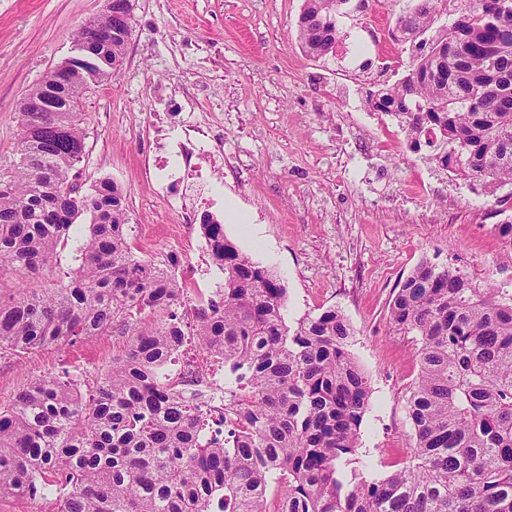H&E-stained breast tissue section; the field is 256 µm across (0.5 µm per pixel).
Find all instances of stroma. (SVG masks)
Here are the masks:
<instances>
[{
  "instance_id": "obj_1",
  "label": "stroma",
  "mask_w": 512,
  "mask_h": 512,
  "mask_svg": "<svg viewBox=\"0 0 512 512\" xmlns=\"http://www.w3.org/2000/svg\"><path fill=\"white\" fill-rule=\"evenodd\" d=\"M304 0H133L134 33L119 76L81 99L86 131L78 163L83 194L116 183L135 256L176 261L192 280L208 263L199 227L174 228L176 200L156 197L145 164L168 134L156 88L185 102L182 119L224 144L219 209L234 207L224 233L288 290L286 319L339 309L355 334L350 350L371 385L361 425L366 478L410 459L406 403L418 374L415 336L388 325L395 287L424 259L453 264L477 282L512 289V261L500 255L494 224L512 201L471 189L411 151L388 116L368 109L367 93L394 84L412 65L408 44L381 35L394 0L340 21L334 54L313 58L296 36ZM104 0H0V165L13 159L16 105L72 53L78 28ZM389 56V71H362ZM126 348L124 337L87 336L62 350L0 351V405L31 380L63 373L93 386Z\"/></svg>"
}]
</instances>
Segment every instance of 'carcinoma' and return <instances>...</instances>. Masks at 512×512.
I'll return each mask as SVG.
<instances>
[{
  "label": "carcinoma",
  "mask_w": 512,
  "mask_h": 512,
  "mask_svg": "<svg viewBox=\"0 0 512 512\" xmlns=\"http://www.w3.org/2000/svg\"><path fill=\"white\" fill-rule=\"evenodd\" d=\"M305 0V52L340 39V2ZM446 23L421 43L399 83L368 107L394 116L409 148L481 190L512 201V0H406V35ZM72 78L50 69L28 95L56 110L25 113L12 168L0 170V350L34 352L110 331L125 354L90 389L69 375L37 378L0 406V495L56 512H512V291L423 260L389 303L394 332L419 337L407 397L413 463L368 480L356 468L368 376L336 308L285 318L287 288L240 250L224 225L202 224L219 299L193 307L200 348L224 356V392H239L224 436L207 437L201 406L164 380L185 335L182 287L127 247L120 189L75 193L83 156L80 106L120 72L127 42H86ZM90 212L85 233L76 219ZM512 258V222L495 225ZM71 248V264L60 254ZM280 491L268 507L271 486Z\"/></svg>",
  "instance_id": "1"
}]
</instances>
